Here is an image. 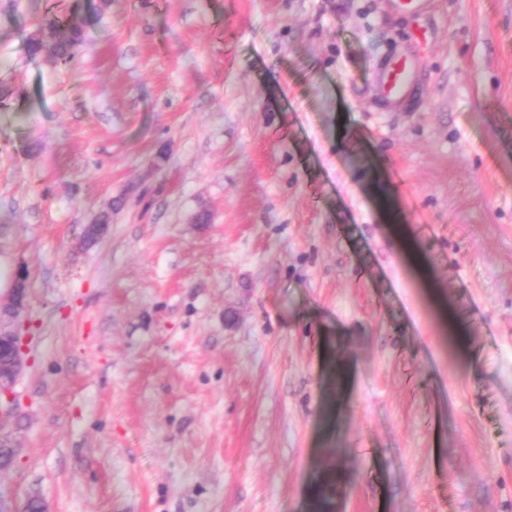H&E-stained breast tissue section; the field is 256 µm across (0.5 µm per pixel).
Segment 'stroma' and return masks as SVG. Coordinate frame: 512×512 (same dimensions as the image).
Instances as JSON below:
<instances>
[{"label": "stroma", "mask_w": 512, "mask_h": 512, "mask_svg": "<svg viewBox=\"0 0 512 512\" xmlns=\"http://www.w3.org/2000/svg\"><path fill=\"white\" fill-rule=\"evenodd\" d=\"M0 254L7 505L512 512V0H0ZM84 39V20L72 14L64 22L48 19L41 23L28 42V50L34 56L46 55L53 63H68L74 59V51ZM412 80L411 58L408 52L393 53L381 65L378 74L379 106L388 111L406 98ZM27 295L26 274L17 272L14 287L11 290L7 301L0 305V450L6 449L10 462L6 465L1 463L0 471L8 469L13 461V452L8 439L3 435V421L9 416L15 401L13 388L23 363L24 339L21 336L20 326L4 327L2 316H8L13 324L19 320L25 308ZM2 397L4 398L5 409L2 410ZM335 487V480L332 475H327L322 481L317 483L313 491L314 511H328L331 507L332 494Z\"/></svg>", "instance_id": "stroma-1"}]
</instances>
